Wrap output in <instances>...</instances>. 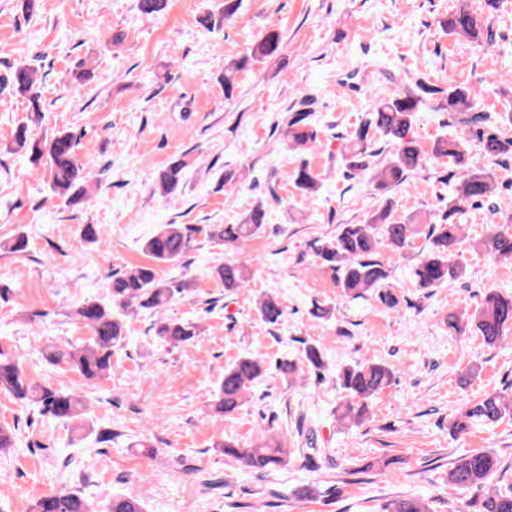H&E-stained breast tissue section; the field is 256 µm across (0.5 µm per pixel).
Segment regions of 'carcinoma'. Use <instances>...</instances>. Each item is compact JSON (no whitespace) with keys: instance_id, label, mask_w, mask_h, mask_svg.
I'll return each mask as SVG.
<instances>
[{"instance_id":"carcinoma-1","label":"carcinoma","mask_w":512,"mask_h":512,"mask_svg":"<svg viewBox=\"0 0 512 512\" xmlns=\"http://www.w3.org/2000/svg\"><path fill=\"white\" fill-rule=\"evenodd\" d=\"M447 34L464 37L477 44L484 43L489 34L485 21L462 0L444 22ZM283 36L276 28L267 29L253 44L250 52L232 58L224 64V92L231 94L240 73L252 63L269 60L281 53ZM39 75L36 69L22 65L12 73L11 85L26 96L39 111L41 98ZM480 92L474 86L448 83L445 87L419 82L416 88L394 93L381 100L361 119L348 137L345 147L346 162L352 171L373 169L376 189L385 194L403 183L408 176L421 169L431 159L446 158L452 162L459 183L456 193L448 196L442 214V223L436 224L428 236V251L416 265L414 275L422 288H437L448 281L466 275V269L455 261L456 245L461 235V216L469 205H479L496 186L495 172L490 163L512 157V140L489 130V126L512 125V112L496 115L478 113ZM439 101V109L454 117L458 131L451 138L435 140L430 152L409 137L416 113L430 101ZM308 112L296 111L288 116L285 137L288 145L304 150L314 141L307 122ZM380 135L391 146L387 157L374 149V136ZM78 139L68 130L58 131L50 140L32 138L29 128L17 127L8 150L26 155L34 164L46 167L52 192L69 206L89 198L88 172L79 163ZM187 162L184 157L172 159L160 173L157 187L164 197L174 195L183 179ZM294 186L303 194L317 191L321 179L309 166L301 164L292 172ZM267 213L261 205L254 206L240 224H161L157 231L141 245L148 258L145 263L131 264L109 276L106 297L84 301L70 313L86 327L90 336L79 344H49L42 350L46 364L77 374L87 387L108 378L114 369V348L127 338L126 317L140 310L156 316L151 327L152 336L160 343L179 347L192 342L201 334L195 322L170 319L160 313L174 301L191 294L188 279H166L158 274V266L182 259L196 245L198 237L237 247L259 235L264 229ZM420 230L416 218L397 224L392 221L390 204L373 212L363 224H342L335 236L322 241L317 248L321 264L338 273L337 287L344 296L358 299L364 293L378 292L380 300L389 309L398 306L397 297L387 288L388 272L374 257L380 245L393 251L412 246ZM28 241L19 233L8 241H0V250L23 253ZM478 249L500 260L512 259V231L498 224L489 225ZM214 279L227 291L248 287L251 279L250 261L242 256H231L213 268ZM258 311L268 324H276L284 314L277 295L267 293L258 300ZM474 325L483 342L495 346L512 336V292H489L481 307L472 314L464 311L448 315V328L462 334ZM267 360L261 355L249 354L224 368V377L216 394V409L231 414L244 404L249 388L266 373ZM283 378L295 380L303 369L319 373L327 364L318 348L308 345L299 361L282 359L274 364ZM393 378L392 370L381 363L357 362L336 373V383L343 397L336 407V418L348 426H357L367 413L372 397L386 387ZM0 391L15 400L36 407L40 414L66 424L73 430L96 435L101 443L112 441V433L95 431L88 419L89 402L86 393L74 388H53L33 381L25 372L21 356L0 350ZM512 414V397L495 391L479 401L465 404L449 424L455 437L466 434L476 423L497 422ZM224 456L239 463L246 472L261 474L266 470L286 465L307 457L305 448H287L285 443L271 438L265 443L243 448L226 442L219 444ZM17 451L16 428L0 425V457ZM500 469L497 455L477 451L453 462L448 469V484L463 492L476 489L482 492L478 512H512V487L495 488L490 480ZM386 512H431L428 499L421 494L398 496L385 505ZM31 512H144L141 500L134 494L112 496L95 507L82 491L76 488L62 490L40 497L31 505Z\"/></svg>"}]
</instances>
